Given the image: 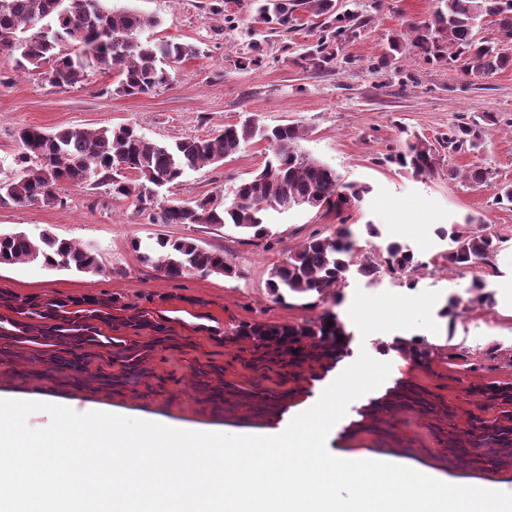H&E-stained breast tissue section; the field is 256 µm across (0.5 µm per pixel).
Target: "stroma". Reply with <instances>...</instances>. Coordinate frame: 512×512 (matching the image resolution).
Here are the masks:
<instances>
[{
	"label": "stroma",
	"mask_w": 512,
	"mask_h": 512,
	"mask_svg": "<svg viewBox=\"0 0 512 512\" xmlns=\"http://www.w3.org/2000/svg\"><path fill=\"white\" fill-rule=\"evenodd\" d=\"M110 5L132 8L146 19L141 41L189 42L200 49V56L178 65L169 86L124 96L114 91L115 73L93 71L82 85L63 90L38 75L14 71L12 58L0 51V180L16 170L15 132L26 125L50 132L131 126L148 139L171 142L201 137L253 115L267 128L299 126L309 155L336 169L345 182L369 186L350 218L356 260L380 259L386 242L397 238L409 244L422 265L374 277L353 268L339 287L324 294L279 300L269 287L272 269L308 239L335 234L340 225L335 212L323 207L271 210L266 214L269 236L251 240L230 225L154 224L129 202L113 200L106 187L64 185L59 189L62 202L56 206L0 207V232L23 231L36 237L50 231L96 252L101 271L51 269L37 261L0 266V290L21 297H112L118 305L113 335H124L125 312L146 309L164 318L172 340L158 345L146 359L139 382L112 391L99 389L94 381L107 373L105 364L91 362L87 383L76 388L52 371L35 347L25 346L15 357L0 361V397L39 402L50 398L79 413L93 404H109L130 418L206 432L257 434L267 429L270 418L261 408L263 402L283 393L306 402L316 393V379L306 371L292 375L281 364L258 362L254 340L236 336L239 325H300L329 310L342 317L359 290L404 296L436 291L440 297L433 318L438 333L395 330L364 338L353 326L349 343L371 354L384 340H392L395 350L388 358L386 387L398 382L414 385L437 397L443 411L399 406L381 412L380 430L349 433L360 410L381 397L377 389L349 404L327 445L395 448L406 465L461 483L511 489L512 465L482 467L467 456L451 455L448 429L465 431L475 418L490 416L471 385L512 383V206L493 205L489 187L449 180L448 170L476 163L489 168L494 180L512 181V133L494 131L478 153L443 156L438 172L423 180L382 165L381 159L404 128L433 140L447 134L458 112H494L500 120L512 119V70L469 87L459 72L430 67L408 55L401 64L415 75L414 83L402 87L388 74L374 71L373 63L403 20H426L435 0H385L379 6L374 0H358L359 12L370 14L371 24L345 45V63L319 74L303 71L291 54L292 47L311 42L312 33L267 34L255 18L254 0H110ZM231 13L238 22L230 29L224 17ZM263 38L268 41L263 64L238 69L239 53ZM266 158L264 143H251L224 162L188 171L174 196L190 202L206 194H230ZM468 216L481 218L502 240L492 265L462 269L443 258L448 243L438 237L437 228ZM371 224L379 236L369 234ZM160 236L192 237L204 247L223 251L233 275L163 277L132 248L136 242L140 249L149 248ZM477 276L488 282L491 300L484 305L469 301V286ZM452 298L458 305L451 309L447 302ZM420 349L427 350V357H417ZM211 364L222 368L223 378L201 385L197 373Z\"/></svg>",
	"instance_id": "stroma-1"
}]
</instances>
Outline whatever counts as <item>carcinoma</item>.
<instances>
[{"label":"carcinoma","instance_id":"obj_1","mask_svg":"<svg viewBox=\"0 0 512 512\" xmlns=\"http://www.w3.org/2000/svg\"><path fill=\"white\" fill-rule=\"evenodd\" d=\"M257 16L269 33L289 34L308 29L312 42L293 62L305 70L330 72L345 44L368 26L371 18L337 7V0H256ZM42 23L36 32L30 25ZM147 24L131 8H109L103 0H0V50L18 54L16 68L35 72L53 87L73 88L82 83L87 69L114 72L119 77L116 93L125 96L145 94L168 85L171 70L199 56L191 43L159 39L143 43L138 32ZM411 48L417 59L431 66L457 70L466 84L503 71L512 70V0H436L430 17L405 24L402 33L393 34L374 69L401 75V84L415 82L414 75L394 61ZM266 58L260 41L251 42L239 57L237 66L247 70ZM499 123L492 112L459 113L448 126V134L433 143L406 132V138L383 157V163L415 177L435 174L440 151L448 154L477 153ZM20 151L15 159L14 177L0 182V206L37 204L53 206L62 202L58 186L82 187L90 182L109 187L112 197L130 200L140 211H155L160 224H222L254 239L269 235L265 213L272 209L288 211L299 207L327 206L343 215L358 208L369 188L346 183L335 169L306 154L301 147L303 131L285 124L266 129L250 116L204 138L179 139L172 143L150 140L133 127L105 128L91 133L62 129L48 133L28 126L17 131ZM260 138L267 142L270 158L252 178L241 182L231 198L204 195L191 205L169 200L156 204L148 189L175 188L188 170L224 161ZM463 178L492 190L493 204H512V182H495L491 170L477 164L460 172L448 169V179ZM477 219L468 217L438 235L448 240L444 258L459 267L491 262L499 251V241L491 233L473 227ZM353 234L346 226L336 235L311 238L289 252L284 264L269 282L273 294H324L338 287L350 271L354 256ZM384 262L394 272L418 268L422 262L407 244L393 240L385 247ZM40 261L50 268L83 273L98 272L101 262L89 249L53 234L34 238L25 232L0 233V265ZM151 262L165 276L177 278L187 273L231 276L233 268L224 252L208 249L196 239L160 237ZM112 298L84 296L69 299L18 298L0 292V307L16 317L0 316V353L22 345H39L42 357L56 371L69 378H82L84 364L94 358L117 372L97 378L105 388L127 384L139 373L142 359L162 342L159 337L140 340V331L150 328L162 333L165 327L146 310L124 319L131 336H112ZM40 333L31 334V321ZM333 325H328V322ZM236 335L257 342L256 348L280 361L316 364L339 360L348 354L345 326L337 314L301 325H242ZM494 408V415L478 418L472 429L453 436L451 448L471 450L475 463H481L480 449L497 448L502 465L512 463V386L487 383L472 388ZM381 403L413 405L436 410V404L412 385L398 383L361 412L367 419Z\"/></svg>","mask_w":512,"mask_h":512}]
</instances>
